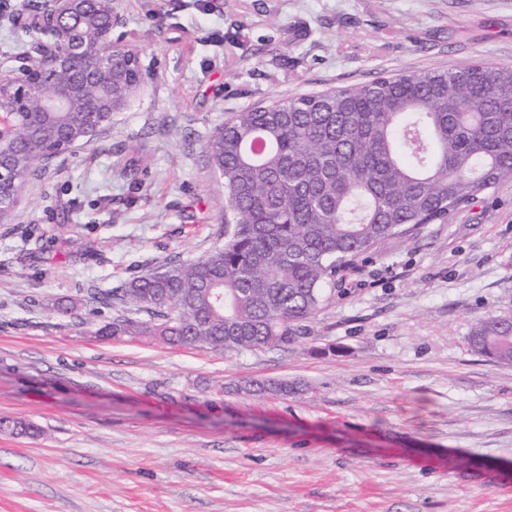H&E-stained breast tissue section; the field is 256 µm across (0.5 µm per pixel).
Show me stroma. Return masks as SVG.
Listing matches in <instances>:
<instances>
[{
  "instance_id": "1",
  "label": "stroma",
  "mask_w": 512,
  "mask_h": 512,
  "mask_svg": "<svg viewBox=\"0 0 512 512\" xmlns=\"http://www.w3.org/2000/svg\"><path fill=\"white\" fill-rule=\"evenodd\" d=\"M0 0V74L35 44ZM141 86L0 224V512H512V183L359 258L283 347L104 339L90 292L224 240L211 129L382 73L512 66V0H112ZM72 308L62 318L53 303ZM275 378L293 393H249ZM472 352L512 365V316L488 314L468 337Z\"/></svg>"
}]
</instances>
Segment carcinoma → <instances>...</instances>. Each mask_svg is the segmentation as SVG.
<instances>
[{
    "label": "carcinoma",
    "mask_w": 512,
    "mask_h": 512,
    "mask_svg": "<svg viewBox=\"0 0 512 512\" xmlns=\"http://www.w3.org/2000/svg\"><path fill=\"white\" fill-rule=\"evenodd\" d=\"M50 34L69 58L56 85L67 112L0 80V155L17 180L0 190V221L46 159L92 142L141 84L137 54L115 50L112 81L84 71L112 30L104 0H77ZM224 179V243L170 261L96 298L115 315L96 335L148 336L172 347L242 351L291 343L357 258L422 224H446L463 204L512 182V67L472 60L447 71H404L343 89L273 101L216 125L206 144ZM472 352L512 365V316L490 314ZM248 392L286 395L283 381Z\"/></svg>",
    "instance_id": "obj_1"
}]
</instances>
